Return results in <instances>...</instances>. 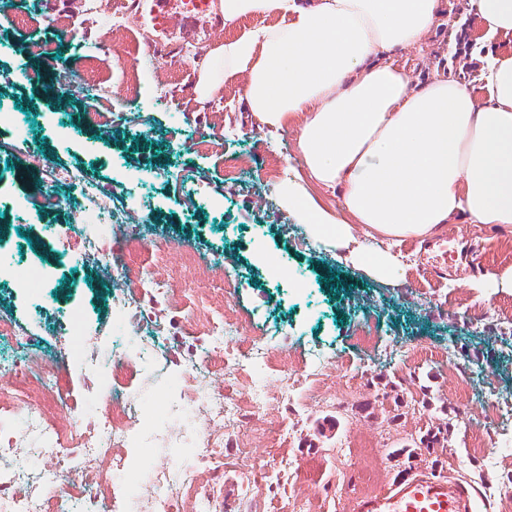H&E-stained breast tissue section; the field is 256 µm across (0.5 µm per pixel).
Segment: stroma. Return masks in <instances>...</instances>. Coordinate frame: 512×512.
<instances>
[{
	"mask_svg": "<svg viewBox=\"0 0 512 512\" xmlns=\"http://www.w3.org/2000/svg\"><path fill=\"white\" fill-rule=\"evenodd\" d=\"M438 14V25L425 39L386 52V60L416 85L450 74L480 87L471 0H440ZM142 29L133 20L109 31L104 19L81 18L66 0H10L0 20V105L22 113L28 138L47 156L112 187L139 184V196L128 202L130 224L152 223L161 236L247 271L230 300L223 283L189 274L174 281V299L142 295L130 318L160 330L174 361L204 350L206 318L229 301L244 321L245 335H258L269 323L277 326L275 351L294 357L311 345L324 348L322 379L335 395L321 399L295 389L293 398L304 408L289 419L285 434L273 429L289 399L268 381L225 385V396L251 392L270 404L246 428L250 452L225 470L213 512H297L300 497L310 503V512H337L339 496L355 497L362 489L358 466L343 468L339 460L362 444L372 447V462L384 477L426 468L479 485L512 484V444L499 439L502 431H512V415L479 426L470 417L471 407L485 400L512 405V331L504 325L512 320V295L484 297L477 279L433 277L416 239L371 241L357 232L358 242L371 252L397 258L399 273L389 282L338 262L333 249L314 247L306 224L264 176L273 150L287 154L289 177L303 175L295 131L262 126L248 111L239 82L220 86L221 110H207L195 91L200 65L148 58ZM36 39L57 43L53 59L31 54L29 44ZM63 71L74 77L68 96L47 93ZM96 88L111 91L113 112L90 126L84 116L88 94ZM246 152L255 160L246 182L225 177L228 161ZM35 180L22 156L0 167V237L11 243L18 260L55 271L52 299L32 307L24 293L4 286L0 305L35 325L80 306L90 325L84 353L91 358L98 334L112 326L111 298L125 281L117 271L105 275L91 259L58 272L54 244L43 229L49 223L69 227L70 210L50 215L35 207L20 214L12 210L13 201L29 196ZM439 230L477 244L485 272L512 265V229L478 231L460 215ZM271 261L302 273L300 288L271 286ZM483 311L488 319L475 322L474 314ZM366 317L396 335L369 362L354 344ZM474 435L481 450L469 448ZM272 448L310 468L311 476L298 484L286 470L277 489L247 494L251 472Z\"/></svg>",
	"mask_w": 512,
	"mask_h": 512,
	"instance_id": "stroma-1",
	"label": "stroma"
}]
</instances>
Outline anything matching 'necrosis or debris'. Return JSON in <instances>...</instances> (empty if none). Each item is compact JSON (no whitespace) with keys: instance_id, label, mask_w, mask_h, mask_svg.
I'll return each instance as SVG.
<instances>
[{"instance_id":"4bbe7bcc","label":"necrosis or debris","mask_w":512,"mask_h":512,"mask_svg":"<svg viewBox=\"0 0 512 512\" xmlns=\"http://www.w3.org/2000/svg\"><path fill=\"white\" fill-rule=\"evenodd\" d=\"M1 126L12 127L13 135L0 141V159L23 155L38 175L34 198L14 201V210L25 211L34 202L52 213L67 201L78 211L77 223L61 242L68 265H81L93 252L108 268L115 254L145 247L140 231L126 228L125 197L108 196L104 185L81 168L54 162L31 148L23 123L3 107ZM159 250L178 255L182 267L220 278L227 291L242 282L238 270L212 262L195 248L167 240ZM49 278L43 267L17 263L0 252V283L36 299ZM127 306V297L115 295L112 329L100 336L99 352L92 359L82 349L85 327L79 309L67 310L46 327V334L61 337L65 346L63 354L52 357L34 348L31 331L12 309L0 307V345L8 348L0 354V365L22 374L19 383L0 384V512H130L143 480L153 489L151 512H181L187 495L195 500L197 512H212L213 482L228 465L224 444L240 437L251 409L247 402H227L223 387L215 385L219 372L214 352L225 353V377L264 368L276 385L290 389L285 365L274 361L266 344L242 337V323L234 314L208 323V351L175 365L165 341L130 326ZM76 369L94 376L96 388L75 390ZM154 378L167 383L165 395H152L146 388V381ZM147 410L160 411L167 426L177 428L181 463L141 476L113 451L162 437V429L136 427ZM19 446L23 464L7 463V455ZM49 456L58 458L59 469H46Z\"/></svg>"}]
</instances>
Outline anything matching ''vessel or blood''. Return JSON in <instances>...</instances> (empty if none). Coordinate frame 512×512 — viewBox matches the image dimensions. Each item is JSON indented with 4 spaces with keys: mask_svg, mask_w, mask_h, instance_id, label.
<instances>
[{
    "mask_svg": "<svg viewBox=\"0 0 512 512\" xmlns=\"http://www.w3.org/2000/svg\"><path fill=\"white\" fill-rule=\"evenodd\" d=\"M170 0H144L140 16L159 34L166 33ZM179 33L192 40L201 29H213L224 22L216 0H200L195 8L179 7ZM432 255V273L455 277L480 274L482 266L473 249L460 239L441 235L426 244ZM481 495L470 482L451 475H436L426 469L392 478L383 489L357 498L354 512H481Z\"/></svg>",
    "mask_w": 512,
    "mask_h": 512,
    "instance_id": "vessel-or-blood-1",
    "label": "vessel or blood"
}]
</instances>
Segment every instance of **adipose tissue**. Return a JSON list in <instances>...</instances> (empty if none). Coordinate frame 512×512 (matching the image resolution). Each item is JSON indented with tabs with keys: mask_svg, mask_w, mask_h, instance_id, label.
<instances>
[{
	"mask_svg": "<svg viewBox=\"0 0 512 512\" xmlns=\"http://www.w3.org/2000/svg\"><path fill=\"white\" fill-rule=\"evenodd\" d=\"M224 20L262 24L224 41L201 96L243 81L262 125L293 128L313 181L341 190L333 215L299 181L283 201L329 244L423 238L456 215L512 227V0H472L477 24L505 47L483 59L482 91L452 77L422 85L379 53L422 41L437 0H223Z\"/></svg>",
	"mask_w": 512,
	"mask_h": 512,
	"instance_id": "obj_1",
	"label": "adipose tissue"
}]
</instances>
